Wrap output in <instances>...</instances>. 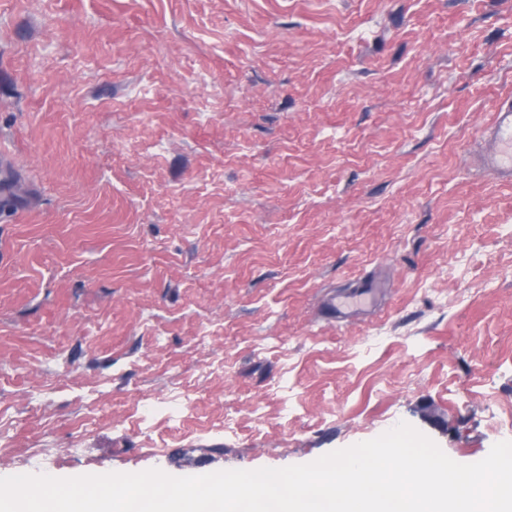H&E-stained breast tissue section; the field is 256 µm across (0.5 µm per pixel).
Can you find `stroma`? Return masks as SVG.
I'll list each match as a JSON object with an SVG mask.
<instances>
[{"mask_svg":"<svg viewBox=\"0 0 512 512\" xmlns=\"http://www.w3.org/2000/svg\"><path fill=\"white\" fill-rule=\"evenodd\" d=\"M504 96L512 0H0V477L512 441ZM486 133L492 149L484 157V166L501 180L512 182V99L498 102ZM374 288L365 283L353 294L339 295L333 293L326 302L329 315L338 321L365 315L373 303Z\"/></svg>","mask_w":512,"mask_h":512,"instance_id":"1","label":"stroma"}]
</instances>
